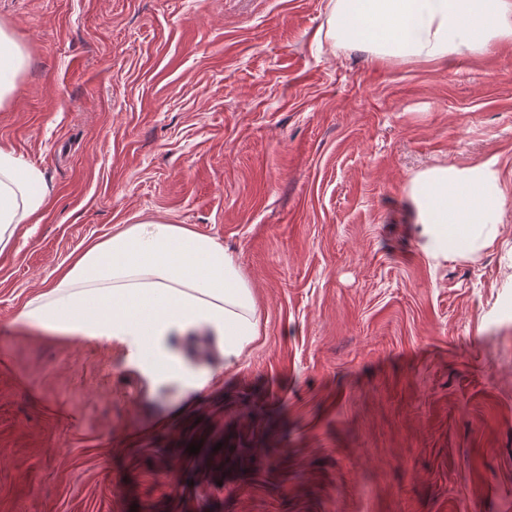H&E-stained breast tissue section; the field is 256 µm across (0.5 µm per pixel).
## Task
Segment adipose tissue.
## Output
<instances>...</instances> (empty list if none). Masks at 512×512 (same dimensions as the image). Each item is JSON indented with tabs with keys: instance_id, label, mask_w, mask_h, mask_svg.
<instances>
[{
	"instance_id": "adipose-tissue-1",
	"label": "adipose tissue",
	"mask_w": 512,
	"mask_h": 512,
	"mask_svg": "<svg viewBox=\"0 0 512 512\" xmlns=\"http://www.w3.org/2000/svg\"><path fill=\"white\" fill-rule=\"evenodd\" d=\"M380 59L441 61L512 37V0H336L325 34ZM29 53L0 24V109L13 101ZM415 244L429 260L468 258L492 247L508 196L496 159L467 168L434 165L407 188ZM44 172L0 146V250L20 225L39 223ZM32 327L116 341L153 385L202 391L238 365L260 334L257 300L234 256L214 238L160 218L127 225L80 253L28 299Z\"/></svg>"
}]
</instances>
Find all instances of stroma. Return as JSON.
Returning <instances> with one entry per match:
<instances>
[{"label":"stroma","instance_id":"stroma-1","mask_svg":"<svg viewBox=\"0 0 512 512\" xmlns=\"http://www.w3.org/2000/svg\"><path fill=\"white\" fill-rule=\"evenodd\" d=\"M334 2L0 0L30 55L0 145L50 189L0 252V512H512V204L435 265L407 198L491 157L512 191V38L328 50ZM138 214L255 293L258 339L202 392L19 317Z\"/></svg>","mask_w":512,"mask_h":512}]
</instances>
